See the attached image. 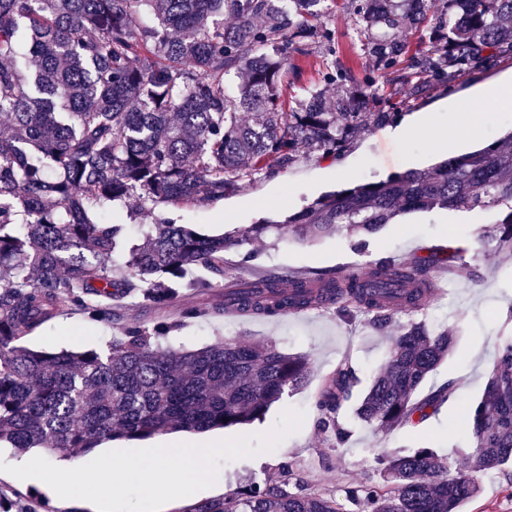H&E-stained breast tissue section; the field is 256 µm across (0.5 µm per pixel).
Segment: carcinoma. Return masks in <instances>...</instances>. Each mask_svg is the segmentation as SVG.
Returning a JSON list of instances; mask_svg holds the SVG:
<instances>
[{
	"instance_id": "carcinoma-1",
	"label": "carcinoma",
	"mask_w": 512,
	"mask_h": 512,
	"mask_svg": "<svg viewBox=\"0 0 512 512\" xmlns=\"http://www.w3.org/2000/svg\"><path fill=\"white\" fill-rule=\"evenodd\" d=\"M328 0H0V446L47 448L77 460L100 444L146 440L169 431L204 433L262 419L285 390L306 382L308 360L273 345L218 341L196 349L162 347L134 328L105 352L33 349L18 344L64 308L112 320V298L142 291L163 308L186 287V267L222 271L224 254L262 238L314 239L336 231L358 238L407 213L499 207L480 228L481 248L512 257V133L481 149L386 180L324 194L281 224L239 234L200 235L155 224L128 249L129 275L112 277L124 225L93 214L124 206L148 214L159 204L224 198L239 182L286 170L302 149L338 156L362 130L387 124L376 83L355 82L337 60L324 82L295 106L282 99L290 57L312 43L333 44L311 20ZM363 53L377 70L395 67L407 46L395 31L430 24L411 71L396 81L448 82L454 70L484 67L512 53V0H353ZM434 22H429V17ZM242 78L231 91L230 75ZM430 256L410 265L379 261L359 275L318 271L283 287L267 276L232 303L267 315L334 304L342 314L420 310L432 294ZM454 332L422 321L399 323L383 364L354 407L378 431L419 426L456 393L450 380L423 397L427 377L448 357ZM358 382L343 363L316 400L319 432L341 444L338 412ZM377 455L381 482L330 495L288 491V480L247 484L192 512H463L480 478L512 465V339L506 338L467 439L455 450ZM350 509H345V506Z\"/></svg>"
}]
</instances>
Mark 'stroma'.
I'll use <instances>...</instances> for the list:
<instances>
[{"instance_id": "stroma-1", "label": "stroma", "mask_w": 512, "mask_h": 512, "mask_svg": "<svg viewBox=\"0 0 512 512\" xmlns=\"http://www.w3.org/2000/svg\"><path fill=\"white\" fill-rule=\"evenodd\" d=\"M323 22L335 32L337 59L351 69L356 80L373 78L397 111V118L362 130L341 156L302 151L287 170L240 182L238 189L219 201L161 204L152 215L138 219L131 218L124 208H114L104 219L126 225V243L141 242L151 224L160 218L203 235L230 233L262 219L281 221L324 193L422 169L442 160L445 154L460 155L485 147L512 131V110H485L477 139L460 142L446 152L435 147L436 141L448 137L451 106L478 102L495 83L512 80V57H495L486 70L463 71L451 82L431 81L415 89L395 83L393 71L372 68L355 36L356 18L348 0H336ZM327 57L325 46L319 44L307 54L295 56L283 92L286 100L294 99L298 86L321 82ZM421 120L429 125V134L407 136L409 125ZM498 215L495 207L405 215L368 236L360 249L343 232L309 241H280L270 233L263 240L226 254L223 274L190 269L188 278L205 280V287L179 289L165 308L147 307L139 296L129 295L119 300L118 314L112 321L96 322L81 311L70 310L22 338L21 343L28 347L102 350L112 338L125 335L130 328L150 331L168 324L172 330L161 342L175 349L246 338L286 353L303 354L309 362V376L302 389L284 393L262 420L243 429H217L213 435L229 438L268 431L288 408L304 413L299 431L274 452L225 464L213 486L167 503L162 512H191L197 503L235 494L248 483H268L286 469L293 472V490L337 496L350 483H379L375 458L381 449L430 447L448 454L463 445L461 428L468 410L480 397L505 337L512 336V323L507 320L512 314V258L483 256L477 240L478 225L495 223ZM450 253L476 267L478 279L457 275L444 264L435 267L434 298L419 311L401 310L396 314L400 323L422 321L455 331V345L448 358L423 385L428 392L455 381V396L415 427L375 432L354 417V404L349 401L338 413L340 422L350 431L347 442L337 444L333 437L321 435L316 429V396L336 366L349 360L364 385L384 359L389 334L375 330L368 315L358 313L345 318L330 304L274 317L237 314L228 309L229 292L269 275L287 280L314 271L361 272L381 258L410 264L430 255ZM0 491L19 497L26 512H96L90 502L49 496L39 486L5 472H0ZM465 512H512V471L482 479L479 495L466 505Z\"/></svg>"}]
</instances>
